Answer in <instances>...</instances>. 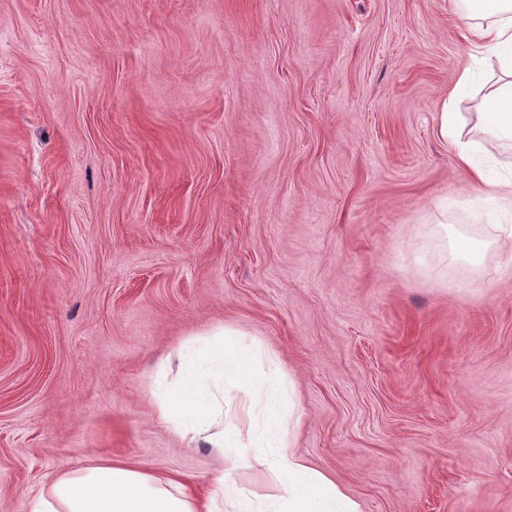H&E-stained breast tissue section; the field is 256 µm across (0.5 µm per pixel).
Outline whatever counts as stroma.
Wrapping results in <instances>:
<instances>
[{
    "label": "stroma",
    "mask_w": 512,
    "mask_h": 512,
    "mask_svg": "<svg viewBox=\"0 0 512 512\" xmlns=\"http://www.w3.org/2000/svg\"><path fill=\"white\" fill-rule=\"evenodd\" d=\"M468 25L457 0H0V512L104 460L215 491L255 453L250 394L225 379L218 450L156 380L223 329L362 512H512V250L454 258L504 216L438 135L497 78ZM489 244L483 240L470 238L460 243H455L454 251L468 260L470 264L479 265L484 259Z\"/></svg>",
    "instance_id": "obj_1"
}]
</instances>
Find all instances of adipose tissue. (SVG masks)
Returning <instances> with one entry per match:
<instances>
[{
	"label": "adipose tissue",
	"instance_id": "1",
	"mask_svg": "<svg viewBox=\"0 0 512 512\" xmlns=\"http://www.w3.org/2000/svg\"><path fill=\"white\" fill-rule=\"evenodd\" d=\"M467 17L474 19L473 48L486 59H497L505 79L488 87L485 96L488 143H512V0H462ZM439 135L452 142L456 157L466 167L473 183L503 211L512 212V174L489 178L476 165L475 141L462 137L456 113L440 115ZM257 353L239 346L217 345L207 353L206 371L215 380L232 376L249 387L257 405L271 410L265 431L254 441L258 458L230 460L218 479L220 492L206 504L192 500L183 484L172 477L160 478L122 464L104 463L55 476L47 494L32 501L28 512H360L358 502L347 497L323 473L309 467L286 445L297 419L283 413L278 400H265L257 380ZM220 404L211 389L188 375L174 392L158 400L159 414L184 437L203 440L213 448L224 447L228 433L213 428L210 416ZM263 460L278 478L281 493L274 502L246 497L234 484L231 473Z\"/></svg>",
	"mask_w": 512,
	"mask_h": 512
}]
</instances>
